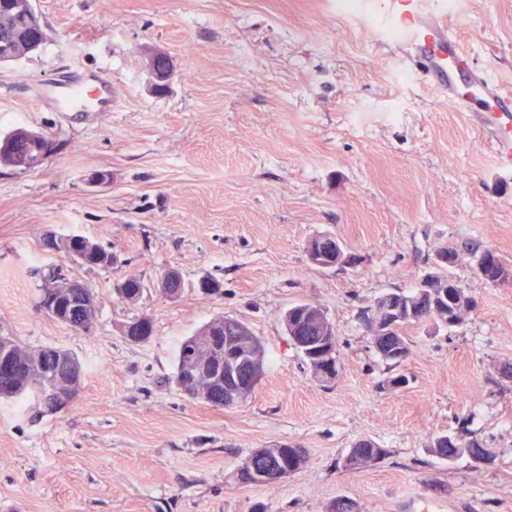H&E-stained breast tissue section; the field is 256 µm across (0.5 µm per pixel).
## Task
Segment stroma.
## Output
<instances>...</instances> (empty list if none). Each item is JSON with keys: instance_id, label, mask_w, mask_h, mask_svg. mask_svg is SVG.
<instances>
[{"instance_id": "obj_1", "label": "stroma", "mask_w": 512, "mask_h": 512, "mask_svg": "<svg viewBox=\"0 0 512 512\" xmlns=\"http://www.w3.org/2000/svg\"><path fill=\"white\" fill-rule=\"evenodd\" d=\"M46 39L0 64V137L46 133L57 150L31 169L0 167V335L72 351L86 375L64 410L32 417L0 402V512H512V281L491 283L467 256L452 269L472 298L460 323L405 327L411 352L390 369L362 325L379 296L414 289L436 251L474 238L512 267V170L496 163L472 113L410 70L331 0H32ZM475 66L512 90V0H460L448 16ZM174 63L155 94L148 55ZM98 69L108 112L39 107L41 85ZM105 171L108 183L91 184ZM110 247L94 270L45 251L46 233ZM337 239L353 266L311 262ZM91 288L99 305L76 331L40 307L42 274ZM211 274L218 296H165L168 270ZM130 275L138 303L112 293ZM319 305L336 329L339 374L317 381L283 328ZM152 318L149 342L121 327ZM247 324L265 374L218 409L171 381L180 342L218 316ZM402 373L407 385L391 383ZM443 434L495 457L447 461ZM363 441L386 456L344 460ZM307 462L277 487L242 484L259 448Z\"/></svg>"}]
</instances>
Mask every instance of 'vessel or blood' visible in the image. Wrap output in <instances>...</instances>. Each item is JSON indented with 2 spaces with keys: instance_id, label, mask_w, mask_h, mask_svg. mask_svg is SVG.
I'll return each mask as SVG.
<instances>
[{
  "instance_id": "1",
  "label": "vessel or blood",
  "mask_w": 512,
  "mask_h": 512,
  "mask_svg": "<svg viewBox=\"0 0 512 512\" xmlns=\"http://www.w3.org/2000/svg\"><path fill=\"white\" fill-rule=\"evenodd\" d=\"M452 0H362L360 18L381 43L395 42L419 59L427 80L447 91L462 111L479 109L499 166L512 169V92L472 64V55L449 33L445 19ZM114 91L101 71L67 74L44 85L41 103L58 112H108Z\"/></svg>"
}]
</instances>
